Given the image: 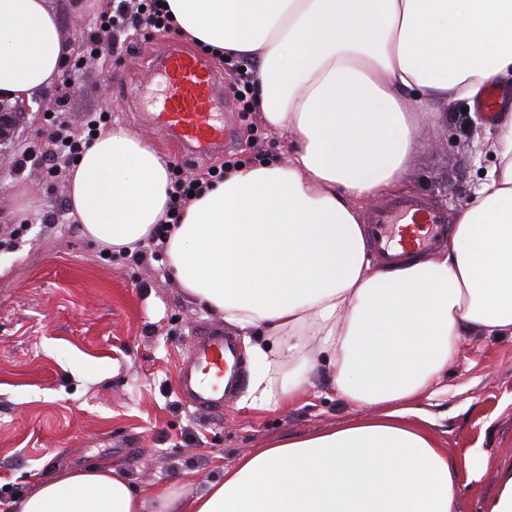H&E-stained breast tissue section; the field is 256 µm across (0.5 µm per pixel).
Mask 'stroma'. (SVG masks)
Instances as JSON below:
<instances>
[{
    "instance_id": "1",
    "label": "stroma",
    "mask_w": 512,
    "mask_h": 512,
    "mask_svg": "<svg viewBox=\"0 0 512 512\" xmlns=\"http://www.w3.org/2000/svg\"><path fill=\"white\" fill-rule=\"evenodd\" d=\"M104 0H52L61 32L77 44L93 27ZM130 50L104 72L83 61L63 111L72 123L85 113L108 111L120 127L162 147L169 163L195 171L230 161L288 159L291 135L269 132L254 100L235 102L230 117L235 149L187 160L146 122L162 98L161 81L144 84L143 59L163 51L162 36L128 31ZM141 87L131 96L132 87ZM466 100L454 102L448 122L420 142L406 175L409 194L431 198L448 212L465 203L491 157L477 158L485 125L472 121ZM55 96L18 113L0 151L17 158L37 130L48 125ZM66 177H49L46 164L28 163L20 175L0 166V226L25 222L17 249L0 251V512L40 480L66 468L108 464L122 470L144 496L167 488L201 489L245 452L287 437L317 433L366 414L336 397L328 372L310 374L292 403L253 408L233 396L216 414L200 413L177 383L200 333L223 327L166 274L165 261L104 259L74 223ZM439 394L422 400L437 417L433 435L449 458L464 464L469 449L482 457L481 477L460 494L458 512H485L500 471L512 463V339L483 333L458 338L456 355L439 382Z\"/></svg>"
}]
</instances>
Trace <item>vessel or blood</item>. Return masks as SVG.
<instances>
[{
	"mask_svg": "<svg viewBox=\"0 0 512 512\" xmlns=\"http://www.w3.org/2000/svg\"><path fill=\"white\" fill-rule=\"evenodd\" d=\"M148 78H162L165 95L149 122L171 138L183 154L199 157L224 148V123L214 105L224 97V76L203 57L173 46L148 63ZM366 232L382 264L433 253L448 239V212L435 202L405 196L370 212ZM178 381L190 403L214 412L242 383L240 355L232 336L210 331L196 337Z\"/></svg>",
	"mask_w": 512,
	"mask_h": 512,
	"instance_id": "b4317fda",
	"label": "vessel or blood"
}]
</instances>
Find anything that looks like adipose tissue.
I'll return each mask as SVG.
<instances>
[{
    "label": "adipose tissue",
    "instance_id": "1",
    "mask_svg": "<svg viewBox=\"0 0 512 512\" xmlns=\"http://www.w3.org/2000/svg\"><path fill=\"white\" fill-rule=\"evenodd\" d=\"M181 35L260 59L259 119L292 136L287 164L225 173L172 225L167 267L186 295L255 333L250 405L293 401L331 371L337 397L381 405L311 436L244 453L161 512H456L475 468L437 448L421 396L463 333L512 338V108L482 146L495 162L457 214L448 248L387 270L370 257L364 203L402 192L440 102L512 79V0H167ZM71 51L50 0H0V96L33 101ZM171 179L153 144L118 128L69 173L72 215L115 256L147 243ZM298 372L275 384L284 356ZM118 469L38 482L11 512H144Z\"/></svg>",
    "mask_w": 512,
    "mask_h": 512
}]
</instances>
